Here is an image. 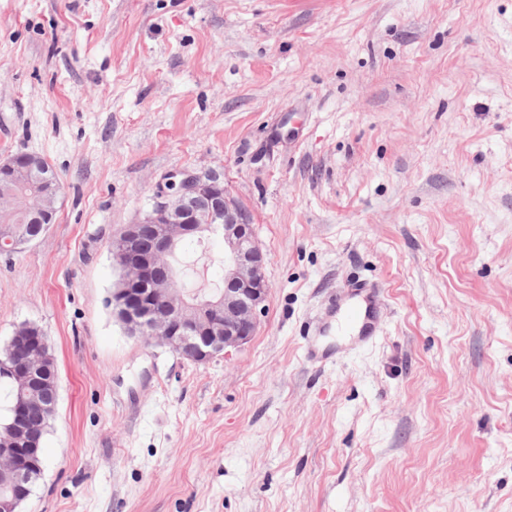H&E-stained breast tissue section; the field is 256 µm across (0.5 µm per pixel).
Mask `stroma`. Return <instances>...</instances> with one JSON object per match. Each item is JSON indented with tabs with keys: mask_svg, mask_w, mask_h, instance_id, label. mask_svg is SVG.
I'll list each match as a JSON object with an SVG mask.
<instances>
[{
	"mask_svg": "<svg viewBox=\"0 0 512 512\" xmlns=\"http://www.w3.org/2000/svg\"><path fill=\"white\" fill-rule=\"evenodd\" d=\"M19 152L62 181L0 252V346L35 323L58 372L20 512H512V0H0ZM181 169L267 255L255 336L205 364L106 304ZM357 278L380 335L314 336Z\"/></svg>",
	"mask_w": 512,
	"mask_h": 512,
	"instance_id": "stroma-1",
	"label": "stroma"
}]
</instances>
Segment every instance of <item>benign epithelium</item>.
I'll return each mask as SVG.
<instances>
[{
  "label": "benign epithelium",
  "instance_id": "1",
  "mask_svg": "<svg viewBox=\"0 0 512 512\" xmlns=\"http://www.w3.org/2000/svg\"><path fill=\"white\" fill-rule=\"evenodd\" d=\"M36 154H15L0 162V210L15 205L29 190L26 214L31 234L24 238L10 227L0 229V250L12 251L30 242L52 223L40 200L56 198L60 189L34 183L30 169ZM152 209L112 239V260L120 269L112 290V314L134 336L153 339L197 363H206L230 348L248 343L258 327V314L269 292L266 255L258 244L250 214L227 194L212 175L179 170L158 186ZM221 230L224 237V287L210 300L191 303L176 292L172 281L157 271L183 237L203 230ZM0 374L18 390L11 407L9 437L0 439V512H18L31 495L33 476L43 472V448L36 446L35 409L56 407L58 376L41 329L13 334L0 352Z\"/></svg>",
  "mask_w": 512,
  "mask_h": 512
}]
</instances>
